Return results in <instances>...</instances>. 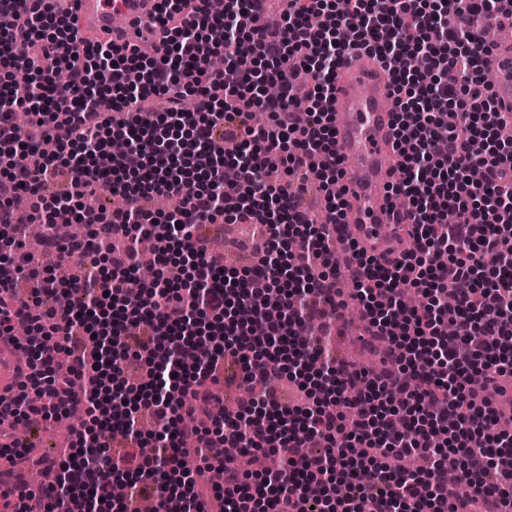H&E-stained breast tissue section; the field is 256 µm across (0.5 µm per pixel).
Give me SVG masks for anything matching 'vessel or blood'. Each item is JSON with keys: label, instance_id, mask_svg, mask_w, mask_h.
Returning a JSON list of instances; mask_svg holds the SVG:
<instances>
[{"label": "vessel or blood", "instance_id": "1", "mask_svg": "<svg viewBox=\"0 0 512 512\" xmlns=\"http://www.w3.org/2000/svg\"><path fill=\"white\" fill-rule=\"evenodd\" d=\"M160 0H76L77 26L90 41L112 39L119 47H135L154 58L166 50L157 21ZM495 101L503 113L512 112V44L494 57ZM389 81L377 57L352 53L337 71L331 102L336 147L343 159V176L336 190L344 201L341 234L357 253L378 260L398 256L413 226L394 205L393 168L396 113ZM18 351L0 346V398L18 390Z\"/></svg>", "mask_w": 512, "mask_h": 512}]
</instances>
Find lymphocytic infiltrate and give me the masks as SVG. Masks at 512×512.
<instances>
[{
	"label": "lymphocytic infiltrate",
	"mask_w": 512,
	"mask_h": 512,
	"mask_svg": "<svg viewBox=\"0 0 512 512\" xmlns=\"http://www.w3.org/2000/svg\"><path fill=\"white\" fill-rule=\"evenodd\" d=\"M15 11L0 0L11 25L0 37V145L10 162L16 200L0 201V336L18 328L38 334L29 345L25 376L40 382L32 404L19 392L0 407V436L17 420L48 421L68 414L64 398L79 395L88 426L70 445L71 460L38 457L28 446L0 456V512H56L78 503L98 512L100 501L128 512L154 497L158 512H203L195 473L221 475L211 492L224 512H326L340 498L346 512H512V430L483 401L486 389L512 379V143L481 59L492 46L474 30L512 0H285L278 17L246 0H225L223 13L191 0L159 7L166 53L161 61L109 42L80 45L55 0H25ZM365 50L383 62L397 113L404 160L394 192L414 226L413 246L379 263L347 253L337 226L343 202L336 191L343 161L329 120L337 69ZM223 53L224 71L208 66ZM258 60L239 71V56ZM71 72L59 82V68ZM278 88L265 96V85ZM204 101L184 110L186 97ZM269 114L256 126V110ZM27 111L28 125L15 119ZM458 116L444 124L447 113ZM55 153L28 164L41 140ZM127 143L113 177L64 161L65 151L108 152ZM239 177L224 181L225 163ZM69 177L53 196L48 184ZM122 195L112 214L96 212L82 247L45 233L42 251L63 262L106 253L111 278L78 284L51 267L29 264L19 251L33 218L84 210L98 189ZM179 205L165 219L148 212L151 195ZM461 212L459 222L448 211ZM255 225L263 240L252 266L225 263L200 234L216 219ZM158 264L179 247L190 271L175 285L149 286L138 277L144 243ZM347 268L353 297L367 320V343L380 366L346 372L326 338L301 339L302 321H336L329 306ZM45 295L78 290L75 307L56 311L16 296L17 280ZM415 289L421 305L401 291ZM247 306L252 321L240 323ZM68 375L54 371L60 353ZM313 362L326 395L307 405L275 394L240 401L223 417L211 403L224 386L253 376L309 385L298 368ZM162 431L150 456L117 461L106 447L117 436L141 442L142 411ZM317 445L316 453L296 449ZM282 456L279 470L263 467L266 449ZM71 471L32 492L27 469ZM459 470L455 485L443 483ZM321 489L318 499L308 485Z\"/></svg>",
	"instance_id": "f902f5d3"
}]
</instances>
